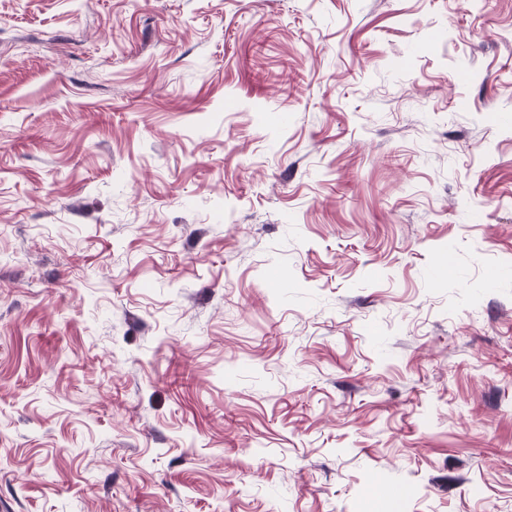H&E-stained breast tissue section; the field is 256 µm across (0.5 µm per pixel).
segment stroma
<instances>
[{
    "instance_id": "stroma-1",
    "label": "stroma",
    "mask_w": 512,
    "mask_h": 512,
    "mask_svg": "<svg viewBox=\"0 0 512 512\" xmlns=\"http://www.w3.org/2000/svg\"><path fill=\"white\" fill-rule=\"evenodd\" d=\"M0 512H512V0H0Z\"/></svg>"
}]
</instances>
